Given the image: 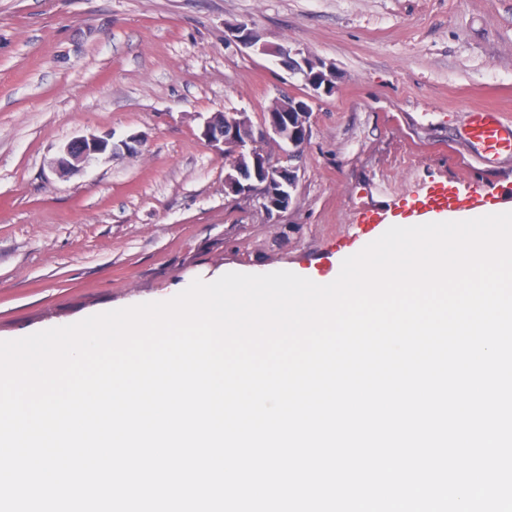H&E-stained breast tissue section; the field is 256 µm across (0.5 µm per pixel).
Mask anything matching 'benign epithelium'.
Listing matches in <instances>:
<instances>
[{"label": "benign epithelium", "mask_w": 512, "mask_h": 512, "mask_svg": "<svg viewBox=\"0 0 512 512\" xmlns=\"http://www.w3.org/2000/svg\"><path fill=\"white\" fill-rule=\"evenodd\" d=\"M227 40L273 57L288 76H298L303 81L300 93L280 91L257 125L246 112L220 111L204 118L200 130L211 149L228 159L224 175L226 194L232 196L233 202L279 221L296 198L311 133L312 105L334 92L336 71L332 64L317 60L300 48L261 42L251 23L231 27ZM144 146V136L138 132L118 142L108 135H81L61 149L55 172L68 177L81 172L93 160L138 154Z\"/></svg>", "instance_id": "benign-epithelium-1"}]
</instances>
